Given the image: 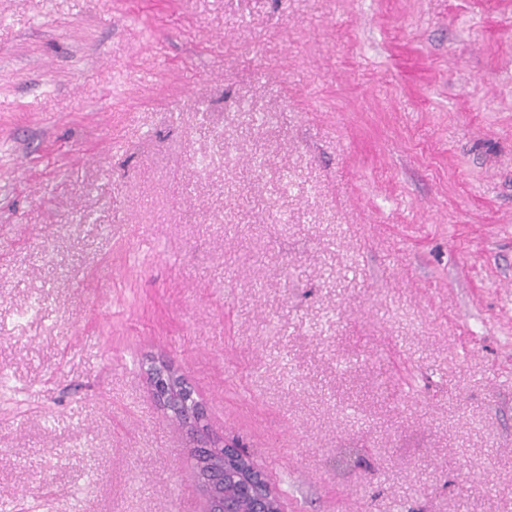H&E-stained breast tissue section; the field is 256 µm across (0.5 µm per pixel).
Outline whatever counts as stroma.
<instances>
[{"mask_svg": "<svg viewBox=\"0 0 512 512\" xmlns=\"http://www.w3.org/2000/svg\"><path fill=\"white\" fill-rule=\"evenodd\" d=\"M153 359L285 512H512V0H0V512H206Z\"/></svg>", "mask_w": 512, "mask_h": 512, "instance_id": "1", "label": "stroma"}]
</instances>
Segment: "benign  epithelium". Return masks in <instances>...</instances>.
Here are the masks:
<instances>
[{
  "label": "benign epithelium",
  "mask_w": 512,
  "mask_h": 512,
  "mask_svg": "<svg viewBox=\"0 0 512 512\" xmlns=\"http://www.w3.org/2000/svg\"><path fill=\"white\" fill-rule=\"evenodd\" d=\"M148 377L156 400L169 415H177L199 445L191 449L200 475V486L207 502L206 512H283L278 496L270 487L265 474L238 456L240 449L224 445V452L213 456V448L204 442L201 422L204 409L192 398L183 376L165 360L150 363ZM236 471L243 481L242 499L224 497V470Z\"/></svg>",
  "instance_id": "benign-epithelium-1"
}]
</instances>
